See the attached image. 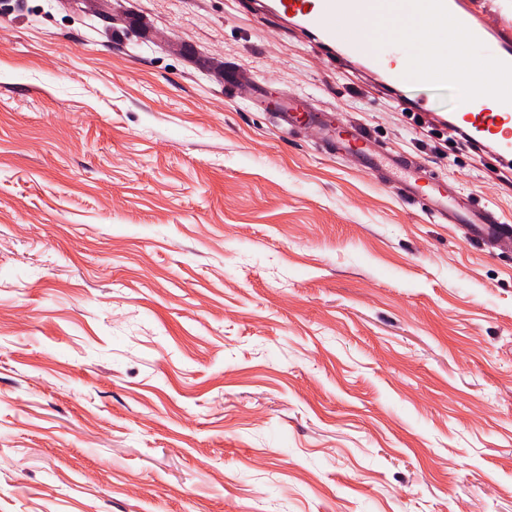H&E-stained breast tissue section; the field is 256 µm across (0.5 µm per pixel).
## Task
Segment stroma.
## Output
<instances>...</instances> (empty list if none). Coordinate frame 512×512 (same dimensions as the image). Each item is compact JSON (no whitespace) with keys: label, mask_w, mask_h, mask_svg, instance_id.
<instances>
[{"label":"stroma","mask_w":512,"mask_h":512,"mask_svg":"<svg viewBox=\"0 0 512 512\" xmlns=\"http://www.w3.org/2000/svg\"><path fill=\"white\" fill-rule=\"evenodd\" d=\"M237 74L512 225L459 91L259 0H0V512H512V251ZM288 128L312 126L318 138L327 144L340 145L342 155L355 158L371 171L395 172L403 198L425 197L428 210L448 224H466L472 234L492 248L512 250V237L506 223L488 206H476L449 192L448 181L435 179L401 154H380L370 149L366 131L357 125L323 124L306 106L302 97L283 98L274 110ZM465 202H464V201Z\"/></svg>","instance_id":"obj_1"}]
</instances>
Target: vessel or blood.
I'll return each mask as SVG.
<instances>
[{
  "label": "vessel or blood",
  "mask_w": 512,
  "mask_h": 512,
  "mask_svg": "<svg viewBox=\"0 0 512 512\" xmlns=\"http://www.w3.org/2000/svg\"><path fill=\"white\" fill-rule=\"evenodd\" d=\"M271 7L328 49L362 61L395 91L411 83L443 89L469 84L467 69L449 67L447 56L424 62L407 56L395 36L405 21L434 33L451 31L465 46L479 49L489 59L475 89L479 104L473 112H451L448 128L512 162V16L503 6L493 0H271ZM276 110L288 128L314 127L322 142L338 145L363 167L395 174L402 197L426 198L440 220L468 225L488 246L512 250V233L492 209L464 202L450 193L447 181L429 176L404 155L373 152L363 128L320 123L301 97L283 98Z\"/></svg>",
  "instance_id": "obj_1"
}]
</instances>
